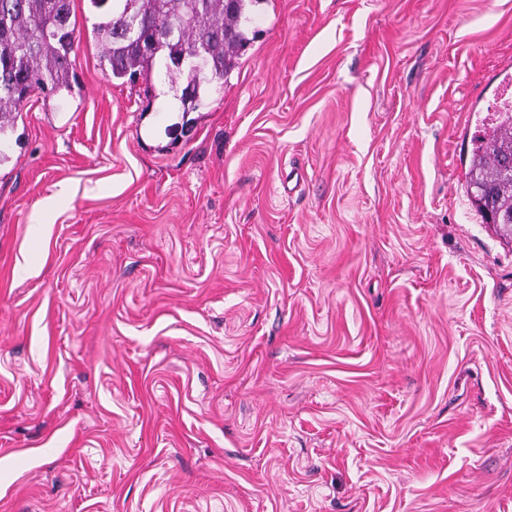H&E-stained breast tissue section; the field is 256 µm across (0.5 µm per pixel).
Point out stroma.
Returning a JSON list of instances; mask_svg holds the SVG:
<instances>
[{
	"label": "stroma",
	"mask_w": 512,
	"mask_h": 512,
	"mask_svg": "<svg viewBox=\"0 0 512 512\" xmlns=\"http://www.w3.org/2000/svg\"><path fill=\"white\" fill-rule=\"evenodd\" d=\"M96 20L0 162V512H512V0H257L176 140ZM505 101L496 126L479 140L467 175L470 196L482 218L512 233V100Z\"/></svg>",
	"instance_id": "35a3bbf8"
}]
</instances>
